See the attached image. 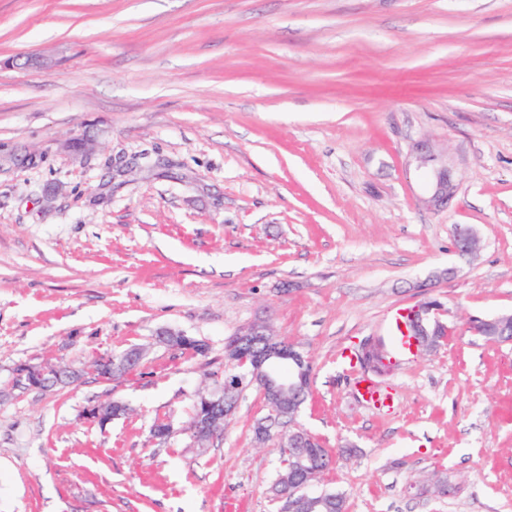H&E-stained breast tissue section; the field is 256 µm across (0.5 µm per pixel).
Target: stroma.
<instances>
[{"label": "stroma", "instance_id": "1", "mask_svg": "<svg viewBox=\"0 0 512 512\" xmlns=\"http://www.w3.org/2000/svg\"><path fill=\"white\" fill-rule=\"evenodd\" d=\"M34 54L52 66H17ZM420 141L448 206L423 202ZM431 300L441 345L387 379L392 408L360 399L350 348ZM504 311L512 0H0V512H280L257 385L210 447L189 434L258 322L312 363L298 421L346 512H512V342L469 328ZM133 346L99 379L96 357ZM50 364L84 375L15 378ZM107 399L128 411L102 427ZM436 474L451 495L424 491ZM411 155L417 162L418 168L428 167L429 165L432 167V189L429 196L423 199V202L435 208L448 205V201L455 194V186L448 163L433 154L427 144L423 142L416 143L412 147ZM43 368L44 367L28 365L20 366L16 372V379L30 388L43 391L50 390L58 386V384L61 383L60 379H58L56 386L50 387L49 381L44 378L46 371Z\"/></svg>", "mask_w": 512, "mask_h": 512}]
</instances>
